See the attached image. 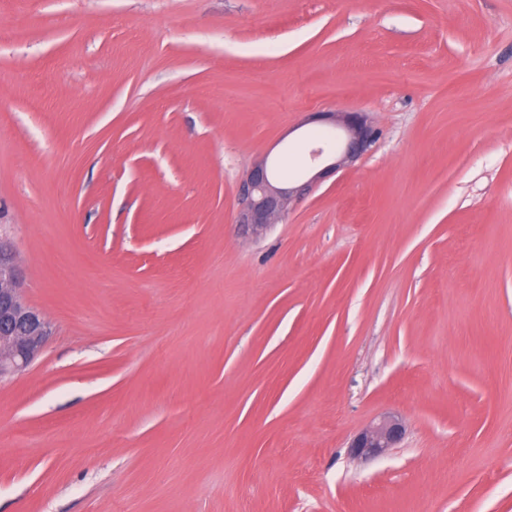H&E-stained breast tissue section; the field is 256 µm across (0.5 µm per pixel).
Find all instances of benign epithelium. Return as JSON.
<instances>
[{
  "instance_id": "7a95c632",
  "label": "benign epithelium",
  "mask_w": 512,
  "mask_h": 512,
  "mask_svg": "<svg viewBox=\"0 0 512 512\" xmlns=\"http://www.w3.org/2000/svg\"><path fill=\"white\" fill-rule=\"evenodd\" d=\"M345 140L340 151L326 152L319 146L311 151L313 160L329 164L308 180L284 187L274 178L268 160H256L240 183V207L236 224L251 237H258L282 219L290 202L308 194L312 187L337 171L351 166L366 154L375 131L363 112H345L342 117ZM52 334L49 320L26 300L22 269L13 245L0 240V379L21 372L43 351ZM405 424L395 415H385L362 430L351 444L357 457H379L405 434Z\"/></svg>"
}]
</instances>
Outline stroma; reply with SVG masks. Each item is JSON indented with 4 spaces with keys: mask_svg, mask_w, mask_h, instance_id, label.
<instances>
[{
    "mask_svg": "<svg viewBox=\"0 0 512 512\" xmlns=\"http://www.w3.org/2000/svg\"><path fill=\"white\" fill-rule=\"evenodd\" d=\"M314 112L375 140L243 237ZM0 233V512H512V0H0ZM345 140L339 152L326 153L323 146L311 151L314 161L331 160L303 183L281 186L274 178L267 158L256 160L240 183V207L236 223L251 237L262 235L275 221L281 220L293 199L308 194L312 187L328 176L351 166L366 154L375 131L363 112H345L342 117ZM6 240L0 239V379L25 370L52 334L49 320L24 296L20 259ZM405 431L402 419L395 415H385L358 433L350 448L357 457H379L390 448H395Z\"/></svg>",
    "mask_w": 512,
    "mask_h": 512,
    "instance_id": "stroma-1",
    "label": "stroma"
}]
</instances>
